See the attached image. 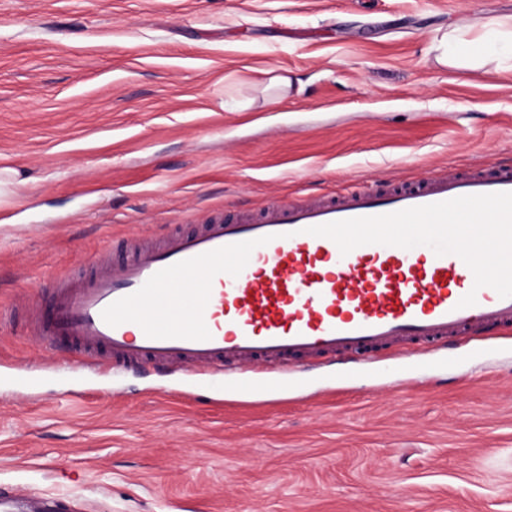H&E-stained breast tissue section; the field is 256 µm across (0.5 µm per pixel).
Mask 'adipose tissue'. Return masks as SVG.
Here are the masks:
<instances>
[{
  "label": "adipose tissue",
  "mask_w": 512,
  "mask_h": 512,
  "mask_svg": "<svg viewBox=\"0 0 512 512\" xmlns=\"http://www.w3.org/2000/svg\"><path fill=\"white\" fill-rule=\"evenodd\" d=\"M474 30L475 35L470 39L461 28L434 39L438 61L477 71L491 59L512 60V17L475 23Z\"/></svg>",
  "instance_id": "obj_1"
}]
</instances>
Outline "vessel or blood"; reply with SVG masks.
<instances>
[{
	"mask_svg": "<svg viewBox=\"0 0 512 512\" xmlns=\"http://www.w3.org/2000/svg\"><path fill=\"white\" fill-rule=\"evenodd\" d=\"M499 192H512V166L434 172L337 197L270 199L232 219L213 215L193 233L130 242L121 261L95 258L87 281L56 284L52 305L34 306L30 333L77 341L94 369L117 362L247 374L300 359L347 366L406 343L429 346L444 367L460 338L512 326V297L475 288L457 255L380 244L344 255L309 229ZM471 291L475 304L460 307Z\"/></svg>",
	"mask_w": 512,
	"mask_h": 512,
	"instance_id": "vessel-or-blood-1",
	"label": "vessel or blood"
}]
</instances>
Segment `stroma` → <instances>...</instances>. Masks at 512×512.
<instances>
[{
	"label": "stroma",
	"instance_id": "obj_1",
	"mask_svg": "<svg viewBox=\"0 0 512 512\" xmlns=\"http://www.w3.org/2000/svg\"><path fill=\"white\" fill-rule=\"evenodd\" d=\"M512 0H0V494L62 512H512V337L447 368L80 365L55 275L267 199L512 164V69L437 30ZM303 89L263 106L267 72Z\"/></svg>",
	"mask_w": 512,
	"mask_h": 512
}]
</instances>
